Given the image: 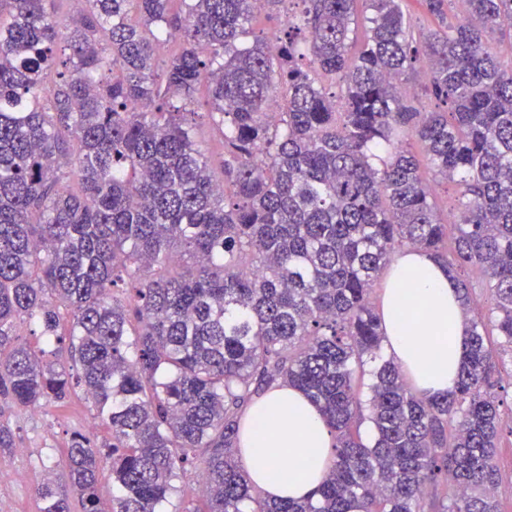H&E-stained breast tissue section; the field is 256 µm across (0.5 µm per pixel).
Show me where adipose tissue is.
Wrapping results in <instances>:
<instances>
[{"mask_svg":"<svg viewBox=\"0 0 512 512\" xmlns=\"http://www.w3.org/2000/svg\"><path fill=\"white\" fill-rule=\"evenodd\" d=\"M380 311L389 353L422 395L454 390L468 330L446 271L408 250L391 264ZM334 438L316 407L297 388L271 389L246 419L241 464L263 498H306L322 483Z\"/></svg>","mask_w":512,"mask_h":512,"instance_id":"obj_1","label":"adipose tissue"}]
</instances>
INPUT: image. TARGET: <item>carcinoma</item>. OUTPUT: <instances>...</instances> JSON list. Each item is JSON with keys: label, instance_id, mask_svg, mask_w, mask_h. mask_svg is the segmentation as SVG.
I'll list each match as a JSON object with an SVG mask.
<instances>
[{"label": "carcinoma", "instance_id": "cac0c4a2", "mask_svg": "<svg viewBox=\"0 0 512 512\" xmlns=\"http://www.w3.org/2000/svg\"><path fill=\"white\" fill-rule=\"evenodd\" d=\"M8 0L0 24V416L80 388L106 438L75 432L40 512H498L499 365L512 349V0H299L285 37L250 36L293 0ZM252 40H247V37ZM428 64V109L404 88ZM51 88L43 90L47 78ZM224 144L216 183L195 138ZM455 184L456 234L420 175ZM448 268L469 328L451 395L381 354L374 283L403 248ZM478 268L504 348L461 272ZM36 326L43 347L19 342ZM334 433L304 501H265L239 462L242 421L276 384ZM368 422L374 439L366 443ZM119 495L101 507L104 469ZM405 8L415 31L426 32L438 27L439 20L429 15L417 0H407Z\"/></svg>", "mask_w": 512, "mask_h": 512}]
</instances>
